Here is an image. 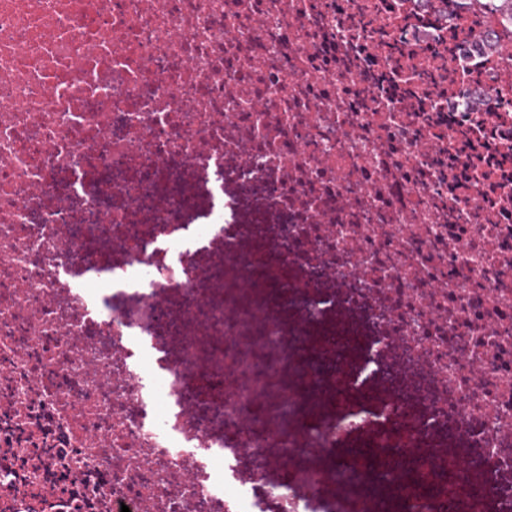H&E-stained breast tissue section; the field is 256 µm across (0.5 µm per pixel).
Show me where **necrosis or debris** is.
I'll return each instance as SVG.
<instances>
[{"label": "necrosis or debris", "mask_w": 512, "mask_h": 512, "mask_svg": "<svg viewBox=\"0 0 512 512\" xmlns=\"http://www.w3.org/2000/svg\"><path fill=\"white\" fill-rule=\"evenodd\" d=\"M323 2L0 0V512H311L295 482L344 480L345 512H512V25L466 51L470 10ZM296 309L359 320L354 371L281 349ZM363 423L414 485L442 429L482 480L392 497L339 452Z\"/></svg>", "instance_id": "4bbe7bcc"}]
</instances>
